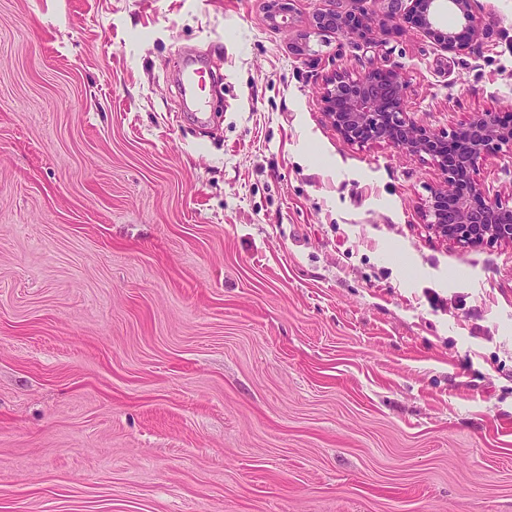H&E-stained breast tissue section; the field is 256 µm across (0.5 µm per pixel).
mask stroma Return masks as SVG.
<instances>
[{"instance_id": "obj_1", "label": "stroma", "mask_w": 512, "mask_h": 512, "mask_svg": "<svg viewBox=\"0 0 512 512\" xmlns=\"http://www.w3.org/2000/svg\"><path fill=\"white\" fill-rule=\"evenodd\" d=\"M265 8L0 0V512H512V243L435 236L432 160L320 99L382 67L434 131L512 116V0L457 54ZM475 178L512 202V143ZM209 73L203 68H188L182 80V91L185 97H189L196 106V112L205 116L208 112L206 101V80Z\"/></svg>"}]
</instances>
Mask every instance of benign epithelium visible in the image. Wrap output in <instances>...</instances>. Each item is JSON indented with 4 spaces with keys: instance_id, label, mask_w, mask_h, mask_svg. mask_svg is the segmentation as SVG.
<instances>
[{
    "instance_id": "7a95c632",
    "label": "benign epithelium",
    "mask_w": 512,
    "mask_h": 512,
    "mask_svg": "<svg viewBox=\"0 0 512 512\" xmlns=\"http://www.w3.org/2000/svg\"><path fill=\"white\" fill-rule=\"evenodd\" d=\"M404 1L409 6L399 19L456 53L484 31L472 11L471 0H384L396 14ZM448 10L462 31H442L439 16ZM288 0H268L267 19L280 28L288 25ZM315 27L340 33H363L367 13L325 10L314 15ZM324 113L336 131L356 143L385 141L408 155L429 156L443 174L427 205L430 230L462 248L498 242L512 243V206L488 197L474 180L475 165L489 148L512 141V127L504 128L496 112H475L469 120L444 136L415 120L406 109V85L393 69L376 68L353 77L338 73L321 88Z\"/></svg>"
}]
</instances>
